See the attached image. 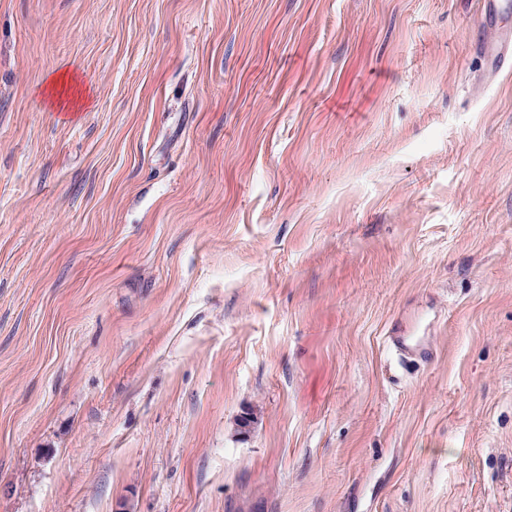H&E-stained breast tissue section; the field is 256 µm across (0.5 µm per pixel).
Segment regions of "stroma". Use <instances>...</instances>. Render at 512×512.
<instances>
[{
    "label": "stroma",
    "mask_w": 512,
    "mask_h": 512,
    "mask_svg": "<svg viewBox=\"0 0 512 512\" xmlns=\"http://www.w3.org/2000/svg\"><path fill=\"white\" fill-rule=\"evenodd\" d=\"M482 8L0 0V512H512ZM45 91L49 106L59 112H77L87 100V91L80 88L75 75L67 70L50 76ZM386 344L404 363L426 362L433 356L430 343L425 338L409 336V329L400 322L389 328Z\"/></svg>",
    "instance_id": "stroma-1"
}]
</instances>
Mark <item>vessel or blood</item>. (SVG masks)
I'll return each mask as SVG.
<instances>
[{
  "label": "vessel or blood",
  "mask_w": 512,
  "mask_h": 512,
  "mask_svg": "<svg viewBox=\"0 0 512 512\" xmlns=\"http://www.w3.org/2000/svg\"><path fill=\"white\" fill-rule=\"evenodd\" d=\"M485 23L475 42V49L485 62L483 76L494 80L500 73L512 69V29L502 19L512 13V0H483ZM387 346L403 362L418 363L432 358L430 343L409 334L402 323L391 325L386 336Z\"/></svg>",
  "instance_id": "1"
}]
</instances>
